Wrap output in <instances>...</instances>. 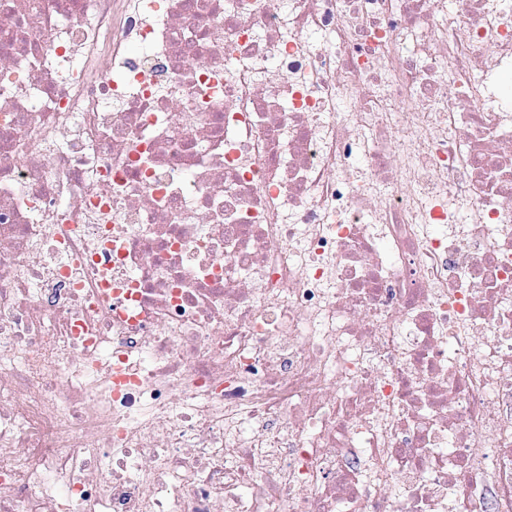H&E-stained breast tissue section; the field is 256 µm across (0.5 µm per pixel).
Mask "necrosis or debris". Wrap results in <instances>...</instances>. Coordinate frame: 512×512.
I'll list each match as a JSON object with an SVG mask.
<instances>
[{"label": "necrosis or debris", "mask_w": 512, "mask_h": 512, "mask_svg": "<svg viewBox=\"0 0 512 512\" xmlns=\"http://www.w3.org/2000/svg\"><path fill=\"white\" fill-rule=\"evenodd\" d=\"M0 512H512V0H0Z\"/></svg>", "instance_id": "1"}]
</instances>
